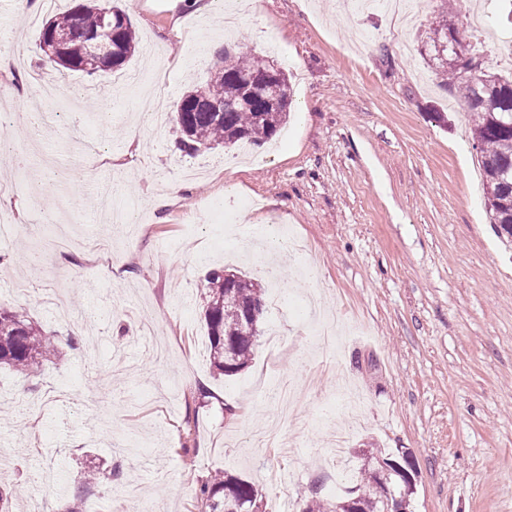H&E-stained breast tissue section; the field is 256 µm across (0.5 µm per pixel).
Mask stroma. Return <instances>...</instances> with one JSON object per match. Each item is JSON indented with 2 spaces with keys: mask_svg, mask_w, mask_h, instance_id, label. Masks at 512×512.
<instances>
[{
  "mask_svg": "<svg viewBox=\"0 0 512 512\" xmlns=\"http://www.w3.org/2000/svg\"><path fill=\"white\" fill-rule=\"evenodd\" d=\"M139 45L117 71L45 69L39 32L50 13L0 0V54L16 86L33 70L58 87L28 107L0 99V302L58 334L38 372L0 369V456L7 486L23 485L12 512L38 500L66 512H209L202 481L224 471L252 482L258 512L293 500L335 502L376 467L367 448L407 452L415 490L406 512H512V250L484 207V173L471 114L450 96L425 55L430 27L447 17L485 73L512 76V0H412L400 26L376 4L256 0L232 33L221 9L199 16L191 0H122ZM267 56L291 83L288 122L247 156L216 148L187 155L175 125H142L137 91L173 110L203 86L213 44ZM443 121H436V114ZM189 180L156 206L158 172ZM127 206L140 230L104 223L99 191ZM87 240L125 239L111 266L87 249L54 252L55 266L15 295V258L40 248L32 230L57 208ZM239 237L288 227L313 252L312 277L280 247L282 289L319 295L342 318L336 348L314 347L292 312L266 311L254 356L231 377L213 372L201 292L255 264L218 248L224 215ZM364 398V427L348 437L344 479L321 462L340 409L337 388ZM118 471L89 485L93 470Z\"/></svg>",
  "mask_w": 512,
  "mask_h": 512,
  "instance_id": "obj_1",
  "label": "stroma"
}]
</instances>
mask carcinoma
<instances>
[{"instance_id":"1","label":"carcinoma","mask_w":512,"mask_h":512,"mask_svg":"<svg viewBox=\"0 0 512 512\" xmlns=\"http://www.w3.org/2000/svg\"><path fill=\"white\" fill-rule=\"evenodd\" d=\"M117 20L112 52L100 54L87 44L86 36L108 28ZM43 32L64 38L55 53L56 63L69 70L94 74L122 66L135 52L136 37L125 11L117 4L106 7L78 3L49 19ZM448 23L437 22L430 37L435 67L447 76L448 91L469 105L472 136L481 154L486 181L487 208L498 237L512 244V78L487 76L480 80L468 73L455 49ZM263 66L255 57L224 52L220 70L206 87L207 101L188 91L176 105L179 146L194 155L221 145L272 139L287 118L290 86L284 71L260 82ZM204 319L208 330L209 359L214 370L232 376L246 368L259 336V322L249 319L248 307L263 288L253 280L234 275L230 282L215 273L206 285ZM55 336L35 325L14 307L0 305V365L14 372L32 373L54 353ZM415 466L410 457L401 469L382 461L370 470L357 489L356 499L332 505L313 503L304 512H385L387 503H406L412 491ZM210 512H253L258 492L241 478L217 473L199 489Z\"/></svg>"}]
</instances>
